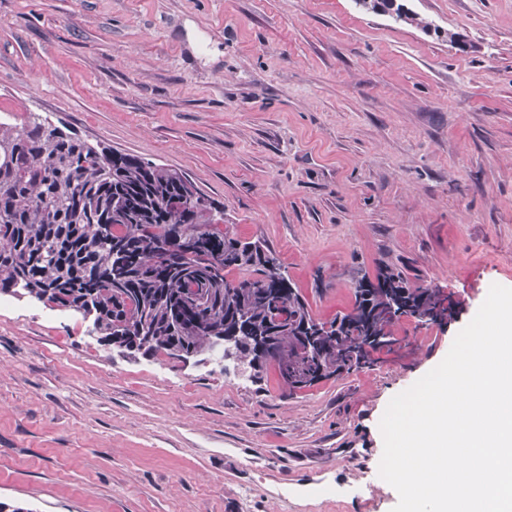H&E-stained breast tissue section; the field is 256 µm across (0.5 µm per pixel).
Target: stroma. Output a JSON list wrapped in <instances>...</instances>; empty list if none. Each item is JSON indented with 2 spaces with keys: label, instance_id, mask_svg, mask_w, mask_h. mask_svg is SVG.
I'll use <instances>...</instances> for the list:
<instances>
[{
  "label": "stroma",
  "instance_id": "1",
  "mask_svg": "<svg viewBox=\"0 0 512 512\" xmlns=\"http://www.w3.org/2000/svg\"><path fill=\"white\" fill-rule=\"evenodd\" d=\"M0 0V118L183 173L327 321L378 267L453 293L447 326L292 393L277 367L112 349L0 297V501L28 512H392L391 398L512 287V0ZM463 43H448L445 31ZM396 2L397 0H355L356 5L366 12L379 13L381 10H390L394 13L392 18L396 22L405 23L422 30L431 29L429 21L406 9L404 4H397Z\"/></svg>",
  "mask_w": 512,
  "mask_h": 512
}]
</instances>
